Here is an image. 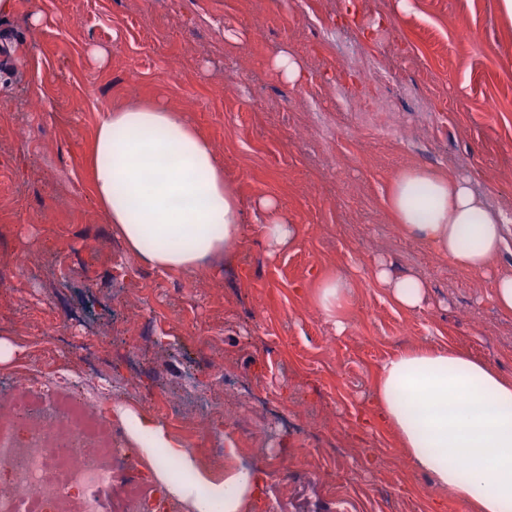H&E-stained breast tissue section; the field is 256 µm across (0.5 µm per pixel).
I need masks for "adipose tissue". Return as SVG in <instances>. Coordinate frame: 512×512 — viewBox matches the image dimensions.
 Masks as SVG:
<instances>
[{
	"label": "adipose tissue",
	"mask_w": 512,
	"mask_h": 512,
	"mask_svg": "<svg viewBox=\"0 0 512 512\" xmlns=\"http://www.w3.org/2000/svg\"><path fill=\"white\" fill-rule=\"evenodd\" d=\"M89 166L93 202L129 256L189 276L235 264L249 234L245 203L187 113L160 101L103 110ZM257 205L271 253L288 249L296 228L280 202L263 196ZM382 205L391 223L465 272L487 271L508 245L512 218L491 212L465 177L406 166L391 177ZM371 282L404 310L426 302L424 280L392 276L386 263L374 266ZM109 411L168 499L188 512H249L256 469L210 476L149 414L120 401ZM370 414L389 427L409 464L466 512H512V379L461 349L424 342L381 363Z\"/></svg>",
	"instance_id": "adipose-tissue-1"
}]
</instances>
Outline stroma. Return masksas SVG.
<instances>
[{"label":"stroma","instance_id":"obj_1","mask_svg":"<svg viewBox=\"0 0 512 512\" xmlns=\"http://www.w3.org/2000/svg\"><path fill=\"white\" fill-rule=\"evenodd\" d=\"M397 2L21 0L0 19V339L18 348L0 397L43 362L54 321L80 347L71 364L99 355L204 471L254 466L252 512H465L402 465L385 425L358 418L381 361L410 344L462 347L512 378V315L491 299L512 249L459 271L380 203L418 164L468 177L512 215V19L500 0ZM284 50L303 66L297 84L268 65ZM351 58L379 80L361 82ZM156 98L190 114L248 206L232 268L190 277L129 257L93 205L83 163L99 112ZM264 194L298 226L274 256L253 207ZM380 260L428 282L422 309L369 284ZM336 270L353 284L340 329L314 301ZM218 436L225 452L210 449Z\"/></svg>","mask_w":512,"mask_h":512}]
</instances>
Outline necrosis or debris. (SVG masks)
<instances>
[{"label":"necrosis or debris","instance_id":"obj_1","mask_svg":"<svg viewBox=\"0 0 512 512\" xmlns=\"http://www.w3.org/2000/svg\"><path fill=\"white\" fill-rule=\"evenodd\" d=\"M80 399L67 396L71 380L58 373L46 395L52 409L44 413L30 392L43 380L32 372L17 389L13 409L30 417L26 443H8L11 428L0 417V468L10 474L0 487V512H148L150 471L124 476L127 464L120 435L101 411L106 379L98 363L83 361Z\"/></svg>","mask_w":512,"mask_h":512}]
</instances>
